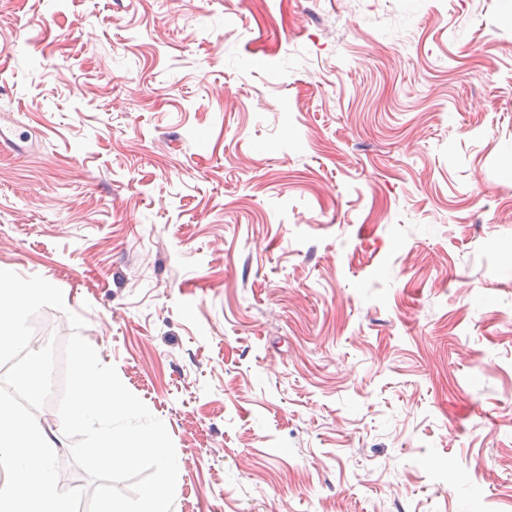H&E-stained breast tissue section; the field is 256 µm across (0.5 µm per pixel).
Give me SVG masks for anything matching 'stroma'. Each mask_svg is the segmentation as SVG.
I'll return each mask as SVG.
<instances>
[{
  "label": "stroma",
  "instance_id": "stroma-1",
  "mask_svg": "<svg viewBox=\"0 0 512 512\" xmlns=\"http://www.w3.org/2000/svg\"><path fill=\"white\" fill-rule=\"evenodd\" d=\"M0 124L174 512H512V0H0Z\"/></svg>",
  "mask_w": 512,
  "mask_h": 512
}]
</instances>
